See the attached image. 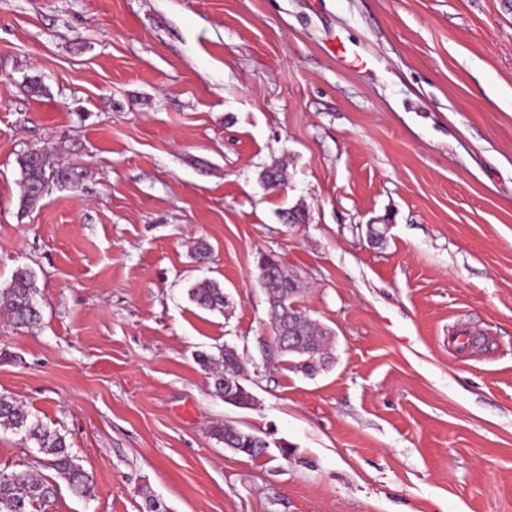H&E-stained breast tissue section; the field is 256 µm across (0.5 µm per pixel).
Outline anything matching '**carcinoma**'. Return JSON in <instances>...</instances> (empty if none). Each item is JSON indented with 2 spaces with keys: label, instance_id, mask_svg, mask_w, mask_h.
Wrapping results in <instances>:
<instances>
[{
  "label": "carcinoma",
  "instance_id": "1",
  "mask_svg": "<svg viewBox=\"0 0 512 512\" xmlns=\"http://www.w3.org/2000/svg\"><path fill=\"white\" fill-rule=\"evenodd\" d=\"M22 206L28 208L43 198L39 188L49 181L65 187L76 185V173L63 165L50 162L48 153L32 150L19 160ZM264 186L272 191L284 182L281 165L277 162L261 173ZM260 282L271 307L274 337L277 349L270 360L289 364L293 369L313 376L328 368L331 355L328 351V332L319 328L299 309L293 307V298L298 293V282L281 269L273 255H263L258 260ZM38 288L35 275L27 270L17 272L3 296L11 318L18 325H30L40 319L37 300ZM192 299L209 311L224 312L227 304L224 289L211 280H202L191 288ZM293 337L300 348L288 347V338ZM201 368L212 375L215 393L224 397V376L239 377L244 374L240 354L232 347H221L216 354L200 353L197 358ZM0 429L12 430L24 435L25 440L36 448L39 466L43 472H0V512H37L50 503L57 493L58 480L65 481L71 490L89 497L93 491V479L84 471L66 443L65 436L50 428L23 405L0 397ZM228 448H237L249 456H259L268 449L259 447L258 436L226 426L216 428Z\"/></svg>",
  "mask_w": 512,
  "mask_h": 512
}]
</instances>
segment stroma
I'll return each mask as SVG.
<instances>
[{
    "label": "stroma",
    "mask_w": 512,
    "mask_h": 512,
    "mask_svg": "<svg viewBox=\"0 0 512 512\" xmlns=\"http://www.w3.org/2000/svg\"><path fill=\"white\" fill-rule=\"evenodd\" d=\"M33 149L82 179L26 212ZM263 253L333 333L316 377L262 360ZM22 269L0 396L94 479L45 512H512V0H0V289ZM38 288L35 275L31 271H18L8 288L1 291L17 325H30L40 319V308L36 298ZM192 299L203 309L224 312L227 304L224 289L216 281L202 280L190 290ZM197 361L204 371L212 375L217 396L224 399L225 392H232V389L236 386L243 387L242 392H239L237 397H232L236 405L228 401H225V403L238 408H244L240 402H244L245 396H248L250 392L235 378L224 376V374L236 376L240 379V376L244 374V366L240 354L232 347H221L218 349L217 354H198ZM216 435L221 437L226 443L225 447L232 448L236 451L249 456H259L268 452L270 442L262 438L264 448H259L257 439L260 438L250 432L230 428L226 426L218 427L215 430Z\"/></svg>",
    "instance_id": "1"
}]
</instances>
